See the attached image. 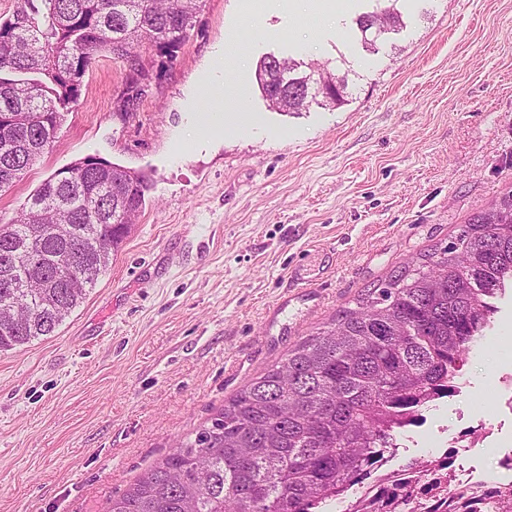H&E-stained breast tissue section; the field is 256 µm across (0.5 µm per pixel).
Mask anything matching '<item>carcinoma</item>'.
I'll return each instance as SVG.
<instances>
[{"label": "carcinoma", "instance_id": "1", "mask_svg": "<svg viewBox=\"0 0 512 512\" xmlns=\"http://www.w3.org/2000/svg\"><path fill=\"white\" fill-rule=\"evenodd\" d=\"M201 0H43L44 10L19 7L0 23V191L19 181L35 158L17 154L30 141L46 149L64 110L96 57L107 53L139 65L148 41L172 55L193 27ZM397 0L371 17L391 33L402 28ZM259 68L274 82L304 86L270 103L300 112L321 88L298 64L268 58ZM148 182L119 164L87 156L52 174L20 211L0 225V270L18 248L33 261L11 269L13 288L0 287V351L56 328L86 296L129 233ZM497 218L473 215L448 245L419 258L326 328L306 337L256 378L161 462L145 472L108 512H319L325 499L356 482L393 450L410 414L450 391L467 353L485 336L496 301L512 288V194ZM50 229L34 235L33 225ZM104 240L110 248L91 245ZM76 256L85 268L71 288L57 273Z\"/></svg>", "mask_w": 512, "mask_h": 512}]
</instances>
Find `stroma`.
Listing matches in <instances>:
<instances>
[{"mask_svg": "<svg viewBox=\"0 0 512 512\" xmlns=\"http://www.w3.org/2000/svg\"><path fill=\"white\" fill-rule=\"evenodd\" d=\"M367 51L355 20L273 0H203L174 56L96 58L60 133L0 191L9 220L57 170L95 156L147 174L106 273L54 335L0 352V512H106L224 404L407 262L512 191V0H399ZM329 63L344 104L270 109L266 55ZM223 57L230 82L211 79ZM231 100L254 128L199 141ZM467 366L495 413L512 291Z\"/></svg>", "mask_w": 512, "mask_h": 512, "instance_id": "stroma-1", "label": "stroma"}]
</instances>
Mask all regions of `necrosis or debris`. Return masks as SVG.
I'll return each instance as SVG.
<instances>
[{"mask_svg":"<svg viewBox=\"0 0 512 512\" xmlns=\"http://www.w3.org/2000/svg\"><path fill=\"white\" fill-rule=\"evenodd\" d=\"M471 381L460 374L452 401L460 402V428L432 425L435 441L420 467L385 455L334 501L336 512H512V364L496 377L495 420H488L465 397ZM493 456L494 469L467 463L468 455Z\"/></svg>","mask_w":512,"mask_h":512,"instance_id":"necrosis-or-debris-1","label":"necrosis or debris"}]
</instances>
